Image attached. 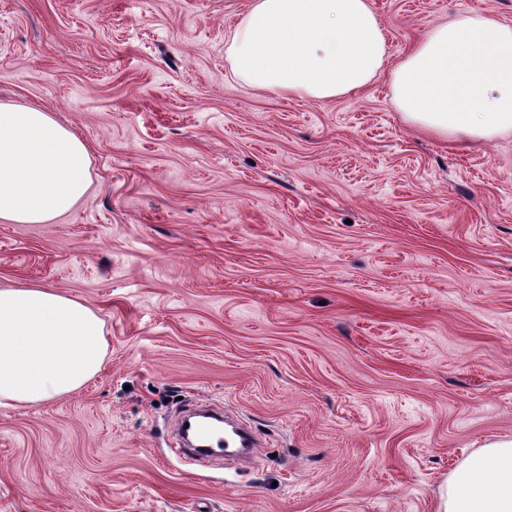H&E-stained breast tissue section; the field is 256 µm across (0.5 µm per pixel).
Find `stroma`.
Returning a JSON list of instances; mask_svg holds the SVG:
<instances>
[{"label": "stroma", "mask_w": 512, "mask_h": 512, "mask_svg": "<svg viewBox=\"0 0 512 512\" xmlns=\"http://www.w3.org/2000/svg\"><path fill=\"white\" fill-rule=\"evenodd\" d=\"M249 0H0V102L87 144L90 187L0 220V286L92 307L108 355L71 395L0 408V512H436L485 440L512 439V135L407 124L388 76L322 102L227 60ZM398 62L454 13L372 0ZM262 444L199 463L178 412Z\"/></svg>", "instance_id": "1"}]
</instances>
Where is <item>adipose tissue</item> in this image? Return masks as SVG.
<instances>
[{
	"mask_svg": "<svg viewBox=\"0 0 512 512\" xmlns=\"http://www.w3.org/2000/svg\"><path fill=\"white\" fill-rule=\"evenodd\" d=\"M228 54L258 91L333 100L385 74L411 126L453 142L512 134V26L490 13L432 26L391 67L370 0H250ZM90 164L86 144L52 113L0 103V219L42 224L70 211ZM105 358L103 322L88 305L44 285L0 287V407L75 393ZM436 512H512V439L467 456L441 485Z\"/></svg>",
	"mask_w": 512,
	"mask_h": 512,
	"instance_id": "ef3b65f1",
	"label": "adipose tissue"
}]
</instances>
